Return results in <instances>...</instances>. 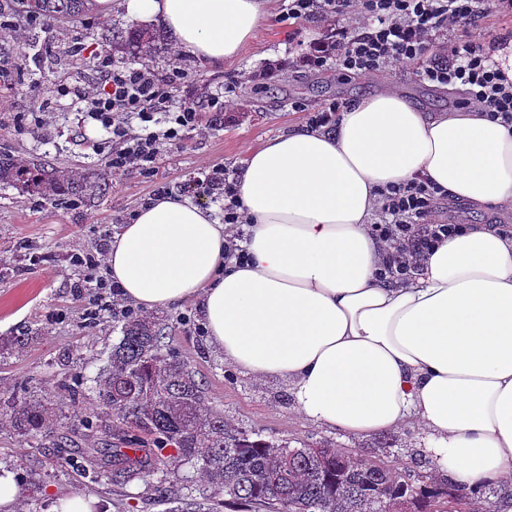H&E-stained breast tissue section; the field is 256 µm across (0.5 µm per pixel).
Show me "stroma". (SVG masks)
I'll return each mask as SVG.
<instances>
[{
	"instance_id": "stroma-1",
	"label": "stroma",
	"mask_w": 512,
	"mask_h": 512,
	"mask_svg": "<svg viewBox=\"0 0 512 512\" xmlns=\"http://www.w3.org/2000/svg\"><path fill=\"white\" fill-rule=\"evenodd\" d=\"M282 0H269V17L258 29L248 50L240 57L212 68L192 58L183 63L198 85L215 91L235 84L240 108L225 112L221 123L207 136L187 134L180 142L164 146L155 175L133 171L113 181L100 200L77 209L19 192L0 188V336L20 333L27 327L40 329L41 339L22 353L0 360V392L29 387L55 391L61 380L71 375L62 366L63 351L83 353L84 371L95 375L100 354L111 349L120 337L111 313L88 318L86 302L77 297L74 284L83 277L70 262L72 252L93 243L105 229L118 230L153 191L156 183H194L204 164H217L238 170L248 150L261 146L293 125H304L308 115L293 109L299 101L314 106L329 98L349 101L392 87L401 91L426 112L450 109L446 90L400 75L376 81L358 78L330 80L308 70L297 69L291 49L309 46L312 40H325V26L285 24L279 19ZM126 30L130 23L120 9L102 13L91 11L83 20L70 25L68 35L84 46L82 57L51 59L55 45L52 29H38L28 43V58L15 57L12 42L0 40V59L11 64L20 61L0 86L9 109L0 115V151L34 160L48 159L62 167H104L103 156L86 149L84 140L95 137V126L83 125L69 99L57 96L58 84H83L94 80L95 72L86 58L105 52L120 62L129 60L127 46L103 39V20ZM277 61L287 71L286 80L258 92L249 81L263 71L268 61ZM42 106V127L31 123L30 111ZM169 338L183 358L206 383L211 405L223 411L242 429L264 437L300 439L307 444L325 442L341 449H355L369 458L388 457L402 467L415 461H433L428 433L413 420L397 429L358 436L340 429H329L304 418L288 391L274 382H258L240 374L225 362L221 353L206 343L199 333L202 320L194 303L167 308ZM104 446L105 438L92 442ZM73 438L66 445L39 436H18L0 424V469L14 472L22 489H35L41 512H52L54 501L79 492L99 503L103 512H116L115 504L125 493L136 496L134 512H163L161 505L145 502V486L128 489L110 481L92 482L80 475L76 465L82 452L92 444Z\"/></svg>"
}]
</instances>
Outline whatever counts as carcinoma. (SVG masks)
Here are the masks:
<instances>
[{
    "instance_id": "1",
    "label": "carcinoma",
    "mask_w": 512,
    "mask_h": 512,
    "mask_svg": "<svg viewBox=\"0 0 512 512\" xmlns=\"http://www.w3.org/2000/svg\"><path fill=\"white\" fill-rule=\"evenodd\" d=\"M94 0H0V17L46 22L77 21ZM131 60L157 49L155 37L127 31ZM0 184L49 201L91 202L110 190L101 170H73L0 157ZM121 337L102 358L97 374L76 373L63 385L64 406L29 388L0 394V417L21 436L53 437L66 415L75 431L90 437L112 420V435L125 444L151 437L154 447L133 456L112 451V483L150 485L156 498L173 504L168 512H384L391 502L407 512H476L468 493L434 485L431 472L416 478L381 459L323 444L299 448L240 429L208 405L202 380L176 348L166 342L167 316L128 313L118 321ZM38 340L35 332L0 336V359ZM93 392L99 413L82 411ZM104 454L87 449L80 461L92 481L103 478ZM198 463L197 487L182 493L170 476Z\"/></svg>"
}]
</instances>
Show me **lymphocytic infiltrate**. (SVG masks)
Listing matches in <instances>:
<instances>
[{
    "mask_svg": "<svg viewBox=\"0 0 512 512\" xmlns=\"http://www.w3.org/2000/svg\"><path fill=\"white\" fill-rule=\"evenodd\" d=\"M486 16L484 0H287L281 19L330 27L329 42L313 44L300 58L310 70L329 78L351 74L368 80L402 70L437 87L460 88V108L479 109L511 126L512 80L485 50L479 30ZM95 72L94 81L64 83L57 92L70 98L83 120L102 130V137L88 146L105 157L116 177L133 170L153 174L164 145L191 132L205 134L202 113H221L235 104L228 94L198 96L175 52L162 73L148 61L127 65L106 54L98 56ZM197 185L219 207L229 228L225 259L243 261L249 217L235 172L203 167ZM447 199L442 188L419 176L382 193L369 226L383 244L381 280L409 282L435 245L456 233L462 218L444 215ZM110 239V230H103L71 260L85 271L83 288L94 312L119 315L129 306L107 276Z\"/></svg>",
    "mask_w": 512,
    "mask_h": 512,
    "instance_id": "obj_1",
    "label": "lymphocytic infiltrate"
}]
</instances>
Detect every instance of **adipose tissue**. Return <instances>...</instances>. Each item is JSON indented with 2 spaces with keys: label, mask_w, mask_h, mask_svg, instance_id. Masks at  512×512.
Returning <instances> with one entry per match:
<instances>
[{
  "label": "adipose tissue",
  "mask_w": 512,
  "mask_h": 512,
  "mask_svg": "<svg viewBox=\"0 0 512 512\" xmlns=\"http://www.w3.org/2000/svg\"><path fill=\"white\" fill-rule=\"evenodd\" d=\"M211 66L240 57L264 0H122ZM422 176L467 204L468 224L415 278L375 275L381 191ZM238 191L247 263L188 197L138 208L109 245L122 298L150 311L194 301L207 342L240 373L286 383L311 421L371 435L415 418L456 483L512 480V236L474 220L512 209V127L486 113L421 112L393 89L353 102L332 134L294 126L252 149Z\"/></svg>",
  "instance_id": "obj_1"
}]
</instances>
